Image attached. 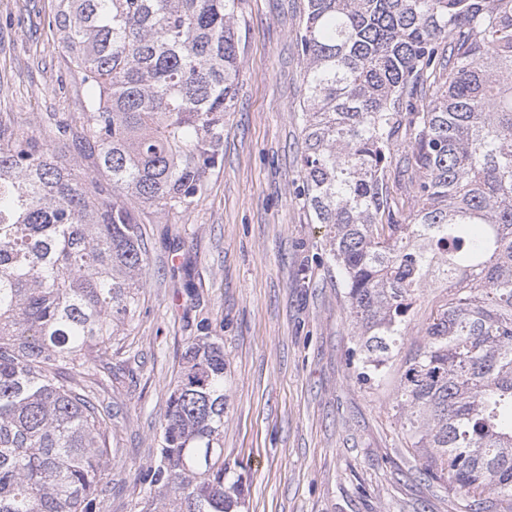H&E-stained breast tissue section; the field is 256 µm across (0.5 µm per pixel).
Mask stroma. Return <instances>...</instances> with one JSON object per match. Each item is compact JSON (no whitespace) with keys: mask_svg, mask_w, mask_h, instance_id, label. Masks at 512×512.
Returning a JSON list of instances; mask_svg holds the SVG:
<instances>
[{"mask_svg":"<svg viewBox=\"0 0 512 512\" xmlns=\"http://www.w3.org/2000/svg\"><path fill=\"white\" fill-rule=\"evenodd\" d=\"M51 0H0V112H81L44 14ZM306 0H240L235 105L224 163L187 211L143 208L146 286L112 385V493L134 512L137 468L155 456L166 400L196 336L224 342V463L239 512H453L420 481L389 397L347 361L344 290L313 257L329 241L297 191Z\"/></svg>","mask_w":512,"mask_h":512,"instance_id":"stroma-1","label":"stroma"}]
</instances>
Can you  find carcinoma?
<instances>
[{
    "instance_id": "carcinoma-1",
    "label": "carcinoma",
    "mask_w": 512,
    "mask_h": 512,
    "mask_svg": "<svg viewBox=\"0 0 512 512\" xmlns=\"http://www.w3.org/2000/svg\"><path fill=\"white\" fill-rule=\"evenodd\" d=\"M240 0H51L84 112L0 113V512H96L114 345L146 286L136 208L189 210L224 162ZM299 188L334 235L361 385L391 388L423 480L512 512V0H307ZM407 144L405 193L388 158ZM441 295L411 336L424 288ZM224 344L196 336L138 512H236Z\"/></svg>"
}]
</instances>
